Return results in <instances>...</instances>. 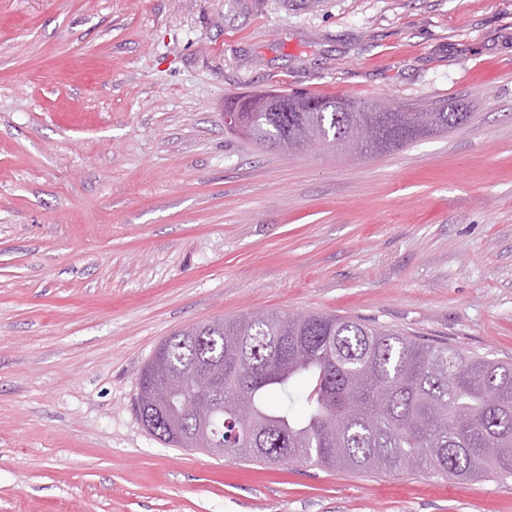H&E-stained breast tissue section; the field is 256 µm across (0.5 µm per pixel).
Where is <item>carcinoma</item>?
<instances>
[{
  "mask_svg": "<svg viewBox=\"0 0 512 512\" xmlns=\"http://www.w3.org/2000/svg\"><path fill=\"white\" fill-rule=\"evenodd\" d=\"M227 128L281 152L306 139L334 150L385 152L457 129L472 118L462 102L411 112L341 95L268 91L225 105ZM172 430L160 440L186 448L193 420L181 413L190 373L221 370L210 434L224 457L314 462L354 472L411 467L466 481L512 474V365L330 314L255 313L173 333L143 367L139 391L164 384ZM498 452L488 453L486 449Z\"/></svg>",
  "mask_w": 512,
  "mask_h": 512,
  "instance_id": "1",
  "label": "carcinoma"
}]
</instances>
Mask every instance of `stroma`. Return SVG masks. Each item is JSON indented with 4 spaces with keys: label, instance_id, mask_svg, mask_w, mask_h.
<instances>
[{
    "label": "stroma",
    "instance_id": "stroma-1",
    "mask_svg": "<svg viewBox=\"0 0 512 512\" xmlns=\"http://www.w3.org/2000/svg\"><path fill=\"white\" fill-rule=\"evenodd\" d=\"M273 89L467 102L370 155L224 126ZM330 313L512 363V0H0V512H512L468 482L172 448L185 327Z\"/></svg>",
    "mask_w": 512,
    "mask_h": 512
}]
</instances>
